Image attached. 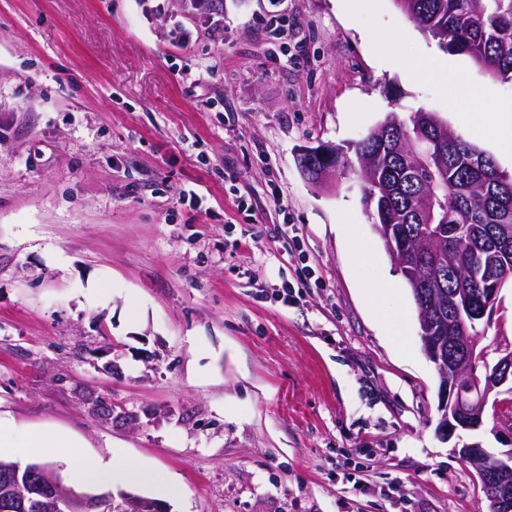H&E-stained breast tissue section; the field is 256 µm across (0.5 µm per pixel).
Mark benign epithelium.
Returning a JSON list of instances; mask_svg holds the SVG:
<instances>
[{
	"label": "benign epithelium",
	"mask_w": 512,
	"mask_h": 512,
	"mask_svg": "<svg viewBox=\"0 0 512 512\" xmlns=\"http://www.w3.org/2000/svg\"><path fill=\"white\" fill-rule=\"evenodd\" d=\"M512 239V227L499 224L485 255L487 266L502 262L501 246ZM478 308L468 321L455 313L448 314V324L457 325L459 336L448 337V352L438 347L428 349L443 380L439 435L445 440L460 437V432H478L485 426V409L493 406L494 417L512 435V422L501 417L512 401V353L494 364H484L477 374L484 352L469 335L470 327L491 316L499 288H482ZM453 453L471 464L485 489V512H512V448L493 452L480 439L454 444ZM0 508L5 512H168L160 503L129 493L114 495L110 491L96 494L78 492L63 485L60 477L39 463L3 464L0 462Z\"/></svg>",
	"instance_id": "7a95c632"
}]
</instances>
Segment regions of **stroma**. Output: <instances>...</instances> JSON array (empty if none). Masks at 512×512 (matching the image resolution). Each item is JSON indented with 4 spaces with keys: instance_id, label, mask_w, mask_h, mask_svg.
Here are the masks:
<instances>
[{
    "instance_id": "1",
    "label": "stroma",
    "mask_w": 512,
    "mask_h": 512,
    "mask_svg": "<svg viewBox=\"0 0 512 512\" xmlns=\"http://www.w3.org/2000/svg\"><path fill=\"white\" fill-rule=\"evenodd\" d=\"M209 7L215 33L188 0H0V411L141 465L112 493L164 481L168 512H482L360 180L316 189L297 156L389 112L466 137L512 84L393 0ZM478 331L512 351V279Z\"/></svg>"
}]
</instances>
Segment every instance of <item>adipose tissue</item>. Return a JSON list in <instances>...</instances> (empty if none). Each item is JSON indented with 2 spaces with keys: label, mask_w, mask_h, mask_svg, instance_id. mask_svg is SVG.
I'll list each match as a JSON object with an SVG mask.
<instances>
[{
  "label": "adipose tissue",
  "mask_w": 512,
  "mask_h": 512,
  "mask_svg": "<svg viewBox=\"0 0 512 512\" xmlns=\"http://www.w3.org/2000/svg\"><path fill=\"white\" fill-rule=\"evenodd\" d=\"M54 448L67 449V458L76 478L101 485L112 483L111 465L85 454L68 429L30 427L18 423L10 414L0 412V456L46 455Z\"/></svg>",
  "instance_id": "ef3b65f1"
}]
</instances>
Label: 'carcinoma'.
Wrapping results in <instances>:
<instances>
[{
	"label": "carcinoma",
	"instance_id": "carcinoma-1",
	"mask_svg": "<svg viewBox=\"0 0 512 512\" xmlns=\"http://www.w3.org/2000/svg\"><path fill=\"white\" fill-rule=\"evenodd\" d=\"M396 6L423 33L452 52L469 56L488 77L512 83V0H395ZM418 113L410 122L389 112L382 120L388 135L398 139L415 133ZM444 123L431 116L430 129L441 138L443 158L426 157L408 174L412 159L404 153L380 154L366 134L352 144L351 153L333 159L313 154L298 157L300 169L314 171L333 163L344 176L387 183L389 192L373 197L371 186L362 202L372 224L392 225L391 236L379 235L390 261L398 268L415 306L427 295V310L437 320L448 316V297L440 288L458 287L450 271L465 272L481 254L479 230L492 224L512 225V178L476 145L443 131Z\"/></svg>",
	"mask_w": 512,
	"mask_h": 512
}]
</instances>
